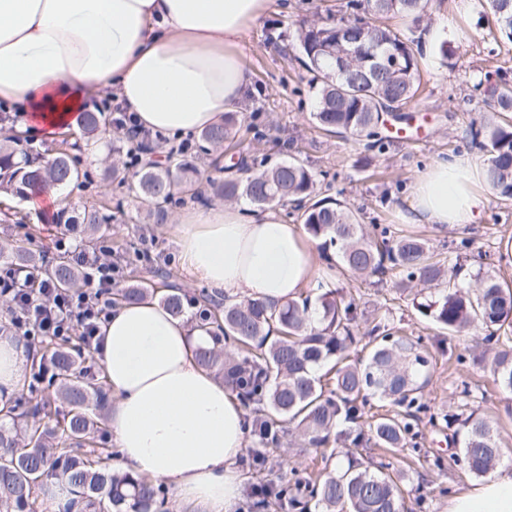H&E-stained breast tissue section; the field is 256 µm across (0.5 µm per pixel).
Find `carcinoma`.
<instances>
[{"instance_id":"1","label":"carcinoma","mask_w":512,"mask_h":512,"mask_svg":"<svg viewBox=\"0 0 512 512\" xmlns=\"http://www.w3.org/2000/svg\"><path fill=\"white\" fill-rule=\"evenodd\" d=\"M500 31L512 41V0H486ZM430 0H346V18L336 23L312 22L298 29L302 62L311 74L310 89L317 98L313 119L318 127L382 152L391 139L383 134L386 120L407 121L403 109L415 98L421 83L419 42L383 23L388 16L419 22ZM492 112L471 129V141L489 156L487 181L498 196L512 199V85L489 90ZM85 132L103 140L102 115L86 112ZM239 116L227 113L224 123L200 134V151L208 155L233 140ZM201 171L178 152L168 165L147 163L135 172V190L153 223L168 219L175 191L194 200L205 199ZM80 173L66 152L52 156L23 150L16 133H0V192L27 198L48 187L63 188ZM211 194L228 200L246 199L258 208L297 202L308 235L319 241L327 265L343 277H376L406 290L422 286L435 297L416 302L418 310L448 335L482 329V340L495 348L491 363L494 380L512 392V285L490 272L476 276V287L451 283L450 268L437 260L421 237L399 235L390 226L363 224L350 209L329 198H316V175L291 158L240 179L206 177ZM64 223L84 227L93 236L109 217L96 208L71 213ZM23 249L0 246V263L21 265ZM60 289H72L80 274L60 256L47 269ZM131 303L155 296L144 281L113 292ZM160 302L177 317L190 315L210 342L197 349V359L236 393L248 409L253 438L252 462L259 472L268 463L267 450L283 447L293 436L301 447L340 448L346 465L319 479L293 471L280 484L255 487L252 508L258 512H403V491L389 465L374 464L357 449L402 448L415 436L413 411L423 408L422 390L428 384L429 355L421 343L394 336L388 320L363 331L367 308L343 288L330 285L315 296L283 304L261 297L228 303L204 290L190 295L171 288ZM366 358L354 359L357 345ZM81 353L69 340L50 342L45 357L32 372L47 386L36 397L18 398L0 410V512H44L38 491L64 482L59 512H169L161 487L133 471L109 466L112 452L96 441L106 420L108 396L104 379L82 366ZM375 397L404 408L369 425V435L339 425L358 423L362 409ZM448 428L461 437L454 463L476 476L493 470L502 458L500 441L491 422L476 411L452 413Z\"/></svg>"}]
</instances>
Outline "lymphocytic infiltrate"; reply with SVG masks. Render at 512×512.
I'll return each mask as SVG.
<instances>
[{
  "label": "lymphocytic infiltrate",
  "instance_id": "f902f5d3",
  "mask_svg": "<svg viewBox=\"0 0 512 512\" xmlns=\"http://www.w3.org/2000/svg\"><path fill=\"white\" fill-rule=\"evenodd\" d=\"M54 247L75 258L83 274L81 287L64 291L39 267L9 266L0 267V292L11 295L16 305L11 320L20 335L39 342L70 335L77 327L86 349H93L101 324L112 314V290L120 282V268L104 244L89 251L61 237Z\"/></svg>",
  "mask_w": 512,
  "mask_h": 512
}]
</instances>
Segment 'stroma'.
<instances>
[{
  "mask_svg": "<svg viewBox=\"0 0 512 512\" xmlns=\"http://www.w3.org/2000/svg\"><path fill=\"white\" fill-rule=\"evenodd\" d=\"M345 0H269L260 19L247 30L240 44V56L252 77V85L237 110L242 118L233 141L231 155L221 166L242 158L255 165L271 167L294 157L317 175L318 197H332L347 207L361 210L366 224H391L401 234H416L427 240L440 259L454 264L459 283L475 282L478 268L489 269L496 277L512 283V265L500 261L504 244H512V200L490 196L487 208L468 232H439L422 224H406L401 219L411 199L415 176L429 164L470 144V127L477 101L484 99L485 87L500 80L512 82V43L501 38L484 0H472L466 12H458L456 0H432L424 26L438 28L448 41L447 57H440L436 41L425 44L422 67L423 86L411 106L413 116L406 138H392L385 153L368 150L364 143L317 128L311 114L316 98L308 86L309 76L300 61L295 38L306 21L334 22L342 15ZM471 39L458 43L462 32ZM25 146L42 153L72 149L81 173L78 182L67 187V206L97 208L110 215L101 235L112 248V258L120 266L123 285H131L159 269L152 279L158 291L175 286L194 294L202 284L183 271L174 239L177 214L189 203L175 194L169 204L167 223L151 224L143 218L131 181H107L103 174L111 164L107 148L87 147L82 126L65 134L25 137ZM0 243L23 240L30 253L43 260L57 258L54 237L56 209L46 200L21 202L0 193ZM343 287L356 300L374 302L379 313L400 335L421 341L431 356V379L423 390L427 410L420 415L418 435L406 447L383 452L369 449L377 462H385L391 472L402 473L407 512H447L448 494L468 488L478 476L450 465L461 445L449 430L448 413L478 411L489 418L506 454L502 467L512 468V394L505 393L490 371L486 347L477 334H442L422 316L411 294L391 287L375 288L353 280ZM466 363H457V355ZM471 397H463V386ZM442 467H435V460ZM336 460L315 452L299 453L289 447L277 450L267 469L247 475L252 485L271 478H289L292 470L319 476L334 470Z\"/></svg>",
  "mask_w": 512,
  "mask_h": 512,
  "instance_id": "obj_1",
  "label": "stroma"
}]
</instances>
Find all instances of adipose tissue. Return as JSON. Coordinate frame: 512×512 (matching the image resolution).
<instances>
[{
  "label": "adipose tissue",
  "instance_id": "ef3b65f1",
  "mask_svg": "<svg viewBox=\"0 0 512 512\" xmlns=\"http://www.w3.org/2000/svg\"><path fill=\"white\" fill-rule=\"evenodd\" d=\"M267 0H0V104L28 129L66 132L89 93L115 98L142 127L180 138L222 123L249 73L237 51ZM483 157L452 154L420 172L403 220L438 230L478 222ZM175 243L188 276L231 302L282 304L328 276L301 225L276 211L189 205ZM99 357L115 399L112 465L168 486L188 512H237L247 412L200 367L204 333L146 299L114 306ZM23 348L0 339V402L19 389ZM448 512H512V469L451 496Z\"/></svg>",
  "mask_w": 512,
  "mask_h": 512
}]
</instances>
